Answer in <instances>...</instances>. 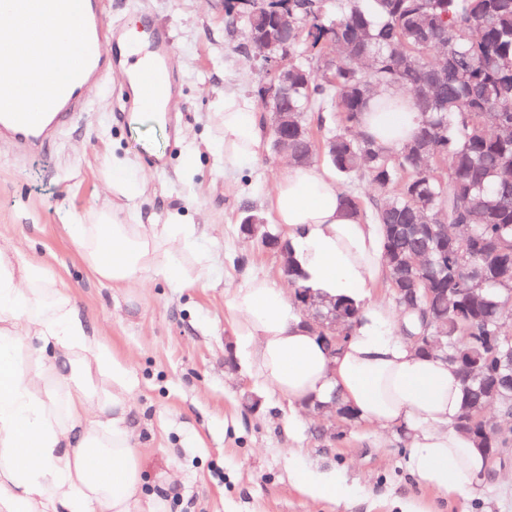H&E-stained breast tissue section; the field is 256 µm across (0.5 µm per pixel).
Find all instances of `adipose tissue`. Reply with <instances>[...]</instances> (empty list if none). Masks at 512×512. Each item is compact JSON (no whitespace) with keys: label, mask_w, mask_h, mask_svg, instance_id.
<instances>
[{"label":"adipose tissue","mask_w":512,"mask_h":512,"mask_svg":"<svg viewBox=\"0 0 512 512\" xmlns=\"http://www.w3.org/2000/svg\"><path fill=\"white\" fill-rule=\"evenodd\" d=\"M224 165L254 157L260 139L250 103L224 97ZM418 114L368 112L361 129L393 147L417 131ZM292 259L326 299L347 298L360 321L336 355L282 288L246 277L227 299L242 354L289 402H338L360 419L399 430L406 466L424 485L465 495L487 466L455 429L464 389L448 363L396 337L399 316L366 306L386 274L380 225L348 208L335 171L284 168L269 197ZM68 232L85 264L113 287L187 280L197 253L192 225L131 224L105 209ZM128 370L45 267L0 248V512H137L146 483L134 446Z\"/></svg>","instance_id":"1"}]
</instances>
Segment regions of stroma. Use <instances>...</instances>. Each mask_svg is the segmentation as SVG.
<instances>
[{
  "instance_id": "35a3bbf8",
  "label": "stroma",
  "mask_w": 512,
  "mask_h": 512,
  "mask_svg": "<svg viewBox=\"0 0 512 512\" xmlns=\"http://www.w3.org/2000/svg\"><path fill=\"white\" fill-rule=\"evenodd\" d=\"M104 10L127 30H142L148 17L170 29L179 131L149 114L116 120L122 82L114 75L87 91V112L49 154L25 157L0 145V246L42 262L127 363L145 496L172 484L166 512H512V454L490 462L473 494L448 495L410 476L401 433L355 418L318 435L313 413L237 361L227 293L247 275L287 283L280 258L238 230L243 207L266 212L286 160L265 144L228 172L219 147L225 94L246 96L262 112L261 64L242 49V27H229L225 0H104ZM116 160L148 171L134 202L104 189ZM130 204L145 224L172 212L194 224L201 252L187 256L191 278L182 287L159 277L113 288L89 272L68 222ZM247 391L260 400L256 413L243 408ZM303 468L336 473L351 495L312 499L294 482Z\"/></svg>"
}]
</instances>
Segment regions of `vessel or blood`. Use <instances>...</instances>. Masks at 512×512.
Returning a JSON list of instances; mask_svg holds the SVG:
<instances>
[{
    "instance_id": "b4317fda",
    "label": "vessel or blood",
    "mask_w": 512,
    "mask_h": 512,
    "mask_svg": "<svg viewBox=\"0 0 512 512\" xmlns=\"http://www.w3.org/2000/svg\"><path fill=\"white\" fill-rule=\"evenodd\" d=\"M21 38L0 36V68L38 61L42 67L44 96L32 106L20 108L23 85L0 82V143L15 152L40 156L53 150L61 130L88 109L89 86L101 83L113 68L121 66L120 56L100 52L103 42L116 40L117 31L107 20L103 0H0ZM74 23L80 40L71 57L60 60L54 36L61 22ZM147 38L135 53L139 65L133 75L143 93L132 99L128 91L119 94L120 114L131 110L154 112L159 101L157 87L174 92L177 78L172 65L169 31L147 23Z\"/></svg>"
}]
</instances>
